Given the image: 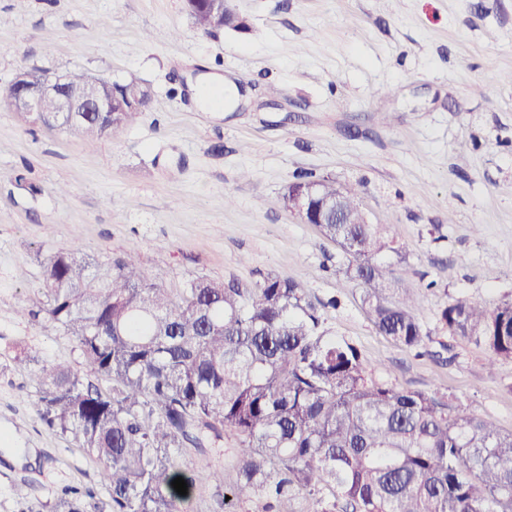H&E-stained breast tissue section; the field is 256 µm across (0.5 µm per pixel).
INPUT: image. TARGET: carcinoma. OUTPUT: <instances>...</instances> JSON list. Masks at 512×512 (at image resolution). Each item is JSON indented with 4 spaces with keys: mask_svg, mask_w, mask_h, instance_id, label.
<instances>
[{
    "mask_svg": "<svg viewBox=\"0 0 512 512\" xmlns=\"http://www.w3.org/2000/svg\"><path fill=\"white\" fill-rule=\"evenodd\" d=\"M91 120L70 134L116 137ZM348 262L383 335L424 351L432 336L393 264L406 262L383 224H323ZM47 302L28 314L63 331L96 381L71 366L38 365L35 410L101 466L108 512H181L195 478L173 448L201 452L229 431L238 448L224 506L257 512H512V432L445 394L375 376L358 348L329 335L297 282L269 274L252 288L196 277L172 291L135 251L100 261L73 246L42 262ZM442 329L512 359V300L492 310L455 296ZM181 477L187 494L171 482ZM94 494L68 487L54 512H90Z\"/></svg>",
    "mask_w": 512,
    "mask_h": 512,
    "instance_id": "1",
    "label": "carcinoma"
}]
</instances>
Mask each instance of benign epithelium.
<instances>
[{
  "label": "benign epithelium",
  "instance_id": "benign-epithelium-1",
  "mask_svg": "<svg viewBox=\"0 0 512 512\" xmlns=\"http://www.w3.org/2000/svg\"><path fill=\"white\" fill-rule=\"evenodd\" d=\"M189 12L206 11L212 21L221 25L230 13L227 0H185ZM11 92L0 98L13 112H23L32 124H44L43 114L56 113L52 127L62 130L89 121L94 114H105L110 122H122L128 113L141 108L146 91L134 87H120L105 78L90 75L80 84L71 83L68 74L43 70H22L11 81ZM318 193V185L292 189L285 194L287 208L304 224L310 220L311 201ZM336 209L337 224L369 223L366 214L355 218L340 210V199H327Z\"/></svg>",
  "mask_w": 512,
  "mask_h": 512
}]
</instances>
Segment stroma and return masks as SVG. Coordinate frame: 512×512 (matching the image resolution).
Instances as JSON below:
<instances>
[{"instance_id":"35a3bbf8","label":"stroma","mask_w":512,"mask_h":512,"mask_svg":"<svg viewBox=\"0 0 512 512\" xmlns=\"http://www.w3.org/2000/svg\"><path fill=\"white\" fill-rule=\"evenodd\" d=\"M233 5L245 29L206 34L182 0H0V87L76 69L151 95L118 137L94 140L0 107V512H53L67 487L106 499L98 466L41 423L35 376L15 360L81 369L73 340L29 315L46 301L43 259L74 245L100 260L136 250L170 289L290 278L378 376L512 431V360L488 369L484 346L438 320L458 293L490 309L512 299V0ZM201 70L244 96L202 108ZM303 171L358 187L405 246L430 355L376 330L336 276L346 255L285 207ZM237 446L228 433L205 455L175 449L197 478L186 512H218Z\"/></svg>"}]
</instances>
